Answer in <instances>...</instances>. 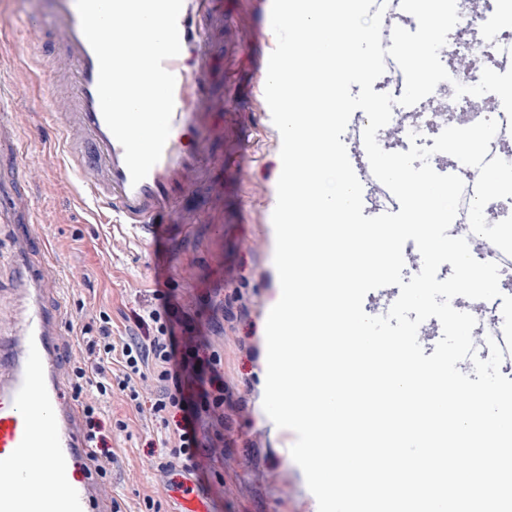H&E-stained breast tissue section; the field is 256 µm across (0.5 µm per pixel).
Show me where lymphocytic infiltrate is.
I'll list each match as a JSON object with an SVG mask.
<instances>
[{
  "label": "lymphocytic infiltrate",
  "instance_id": "f902f5d3",
  "mask_svg": "<svg viewBox=\"0 0 512 512\" xmlns=\"http://www.w3.org/2000/svg\"><path fill=\"white\" fill-rule=\"evenodd\" d=\"M155 296L157 306L132 315L123 344L113 342L108 314L82 326L86 356L72 370L73 390L79 395L91 386L102 397L125 393L136 410H149L166 430L171 457L191 467L203 445L200 422L224 419L222 358L202 354L197 327L173 293L159 289ZM150 376L157 383L153 392L143 387Z\"/></svg>",
  "mask_w": 512,
  "mask_h": 512
}]
</instances>
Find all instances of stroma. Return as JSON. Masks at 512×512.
I'll list each match as a JSON object with an SVG mask.
<instances>
[{
  "label": "stroma",
  "instance_id": "stroma-1",
  "mask_svg": "<svg viewBox=\"0 0 512 512\" xmlns=\"http://www.w3.org/2000/svg\"><path fill=\"white\" fill-rule=\"evenodd\" d=\"M229 26L215 34L218 109L211 137L224 156L184 201L196 224H165L143 242L120 224H100L82 200L78 182L48 162L56 138L49 123L55 81L52 65L32 67L34 32L19 0H0V31L13 34L0 48V341L14 336L24 301L17 286L23 261L19 231L43 235L54 257L45 291L67 285L62 340L65 371L81 357L75 327L99 312L122 341L133 310L154 304V291L178 295L210 349L224 356V455L200 448L198 466L171 460L159 426L120 394L103 408L109 423H125L112 446L121 469L107 487L123 512H180L169 485L193 481L210 512H314L316 499L290 455L292 431L276 428L262 411L266 358L265 313L280 286L274 265L272 212L281 172V136L260 92L261 64L272 33L263 0H223ZM170 462L168 472L158 466Z\"/></svg>",
  "mask_w": 512,
  "mask_h": 512
}]
</instances>
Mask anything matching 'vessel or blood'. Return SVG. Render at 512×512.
<instances>
[{"label":"vessel or blood","instance_id":"1","mask_svg":"<svg viewBox=\"0 0 512 512\" xmlns=\"http://www.w3.org/2000/svg\"><path fill=\"white\" fill-rule=\"evenodd\" d=\"M38 2L30 22L47 28L51 38L38 44L30 61L62 66L51 94L63 96L65 105L51 122L65 168L102 223L154 238L160 221L178 223L183 198L219 161L206 131L215 106L213 34L224 25L221 0H183L181 51L164 63L176 78L171 132L160 161L136 184L101 112L98 60L83 35L76 0ZM42 277V270L25 271L28 311L8 347H0V512H112L80 409L64 392L62 305L45 302ZM23 448L38 451L31 466L14 461ZM45 472H67L71 480L55 494L29 492Z\"/></svg>","mask_w":512,"mask_h":512}]
</instances>
